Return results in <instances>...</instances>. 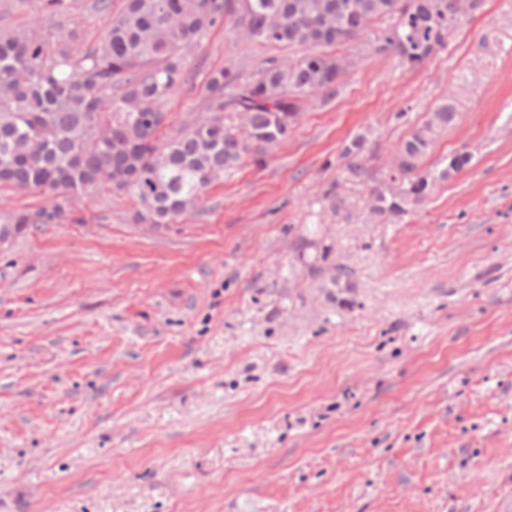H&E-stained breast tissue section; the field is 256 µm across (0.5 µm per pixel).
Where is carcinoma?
<instances>
[{
	"label": "carcinoma",
	"mask_w": 512,
	"mask_h": 512,
	"mask_svg": "<svg viewBox=\"0 0 512 512\" xmlns=\"http://www.w3.org/2000/svg\"><path fill=\"white\" fill-rule=\"evenodd\" d=\"M28 28L0 22V184L38 189L49 204L13 215L11 224H59L80 195L109 188L132 192L137 220L170 224L189 211L210 176L235 169L249 154L288 140L302 97L324 102L342 88L341 59L322 48L347 45L357 54L393 55L412 68L448 41L462 22L459 0H240L236 24L247 41L303 51L297 59L269 57L246 80L231 68L211 73L209 114L169 141L158 116L180 85L187 53L235 12L233 0H93L111 15L106 34L90 43L76 28L84 0H41ZM450 104L433 113L432 127L455 123ZM430 147L418 130L397 151L398 168L379 177L372 150L357 137L343 148L353 178L371 184V208L397 218L423 204L437 180L470 162L448 157L439 175L423 170ZM331 248L308 265L319 288H351V272L328 264Z\"/></svg>",
	"instance_id": "carcinoma-1"
}]
</instances>
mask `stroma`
Segmentation results:
<instances>
[{"label":"stroma","mask_w":512,"mask_h":512,"mask_svg":"<svg viewBox=\"0 0 512 512\" xmlns=\"http://www.w3.org/2000/svg\"><path fill=\"white\" fill-rule=\"evenodd\" d=\"M288 54L211 29L165 136L212 71ZM447 101L422 165L470 163L371 220L343 147L382 168ZM138 207L96 190L0 249V512H512V0L422 68L355 59L175 222ZM324 245L353 273L332 298ZM331 248L322 246L319 262L308 265V273L317 288H349L352 287L351 272L343 267L328 264Z\"/></svg>","instance_id":"stroma-1"}]
</instances>
